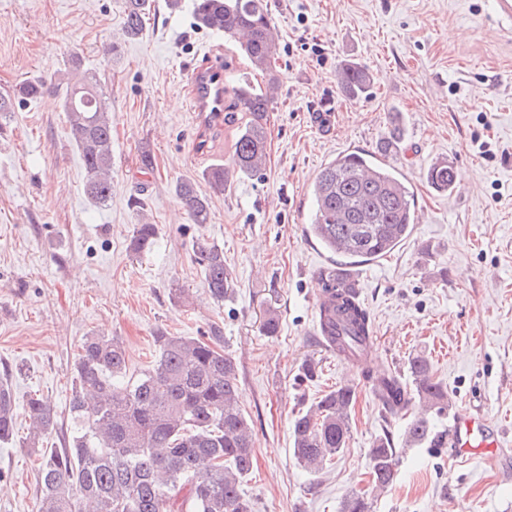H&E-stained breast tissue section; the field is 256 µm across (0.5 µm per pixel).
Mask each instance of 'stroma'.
Returning <instances> with one entry per match:
<instances>
[{
	"instance_id": "1",
	"label": "stroma",
	"mask_w": 512,
	"mask_h": 512,
	"mask_svg": "<svg viewBox=\"0 0 512 512\" xmlns=\"http://www.w3.org/2000/svg\"><path fill=\"white\" fill-rule=\"evenodd\" d=\"M484 0H268L278 33L272 76L252 71L236 42L197 28L190 0L171 12L155 0L142 34L121 35V0H0V93L42 80L48 93L0 118V368L16 404L47 398L57 416L52 442L69 435L74 364L86 336L123 342L136 380L162 333L199 336L218 327L239 372L240 401L255 437L253 468L241 490L254 512H341L364 492L371 512H512V34ZM234 61L237 84L277 90L268 117L265 170L233 178L211 194L201 173L229 164L236 129L199 145L182 89L183 69L212 45ZM79 54L81 71L69 64ZM374 77L368 98L336 83L339 63ZM101 83L112 113V199L84 193L85 172L63 108L79 72ZM403 137L387 162L410 181L419 221L391 254L353 276L374 330L373 370L407 375L426 358L448 392L453 417L483 411L503 429V446L456 463L447 443L405 445L406 416L382 412L360 366L318 338L319 270L329 256L307 233L311 184L345 151L377 150L394 124ZM153 157L142 166L143 151ZM447 160L452 192L434 190L426 171ZM193 179L210 194L208 223H193L174 194ZM158 227L151 251L135 254V225ZM224 251L229 299L203 287L193 245ZM184 289L191 306L176 302ZM280 315L278 335L261 323ZM318 371L301 377L305 360ZM356 393L344 452L319 473L295 460L296 415L331 389ZM0 447V512H36L38 460ZM390 435L399 451L391 487L374 489L373 441Z\"/></svg>"
}]
</instances>
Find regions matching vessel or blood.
I'll list each match as a JSON object with an SVG mask.
<instances>
[{
    "instance_id": "1",
    "label": "vessel or blood",
    "mask_w": 512,
    "mask_h": 512,
    "mask_svg": "<svg viewBox=\"0 0 512 512\" xmlns=\"http://www.w3.org/2000/svg\"><path fill=\"white\" fill-rule=\"evenodd\" d=\"M229 69L223 51H209L204 60L187 73L186 92L201 122L224 117V87ZM495 430L480 415L457 418L448 432V446L456 458L469 461L481 448L494 445Z\"/></svg>"
}]
</instances>
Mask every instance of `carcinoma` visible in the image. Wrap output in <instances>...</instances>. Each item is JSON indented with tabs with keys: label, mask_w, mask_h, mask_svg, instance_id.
<instances>
[{
	"label": "carcinoma",
	"mask_w": 512,
	"mask_h": 512,
	"mask_svg": "<svg viewBox=\"0 0 512 512\" xmlns=\"http://www.w3.org/2000/svg\"><path fill=\"white\" fill-rule=\"evenodd\" d=\"M154 0H122V33L142 34ZM199 26L242 37L241 52L251 68L272 72L278 55L266 0H194ZM337 80L346 95L357 100L371 88L373 77L363 66L344 63ZM232 88V104L224 122L244 112L249 120L239 131L231 165L207 169L204 179L222 194L231 178L253 176L266 165L270 89ZM45 90L40 80L25 81L13 93L0 94V116L13 111L17 98L33 99ZM73 141L85 170V193L97 204L112 198V116L96 76L70 87L63 102ZM428 183L452 190L455 172L438 162L427 172ZM174 192L196 224L209 220V201L190 179L176 183ZM308 232L330 255L331 264L318 273L322 300L318 306L320 336L336 354L364 362L372 347L370 315L355 282L336 278L361 264L375 262L406 241L417 223L414 191L408 179L375 153H346L326 163L311 187ZM158 235L154 224L134 230L133 251L152 248ZM195 260L204 287L217 302L233 293V276L224 265V251L206 241L196 243ZM127 359L122 342L112 336L84 339L75 361L76 381L69 412L72 435L60 448L44 442L55 430L53 410L42 396L26 405L29 434L24 445L40 449L37 512H253L240 491L251 472L254 434L240 406L238 367L224 348L219 328L208 336L155 337L151 368L133 382L125 377ZM411 384L393 373L366 370L373 391L394 415L405 411L411 392L437 412L449 408L448 392L434 380L429 363L409 361ZM355 390L347 385L329 390L298 413L292 422V451L297 462L314 472L333 463L346 448L351 431ZM16 402L8 374L0 375V443L13 441ZM431 436L429 420L407 423L406 443L420 445ZM374 486L384 489L395 479L398 451L389 437L376 439L370 451ZM191 507L183 510L184 504ZM360 494L349 496L342 512H370Z\"/></svg>",
	"instance_id": "cac0c4a2"
}]
</instances>
